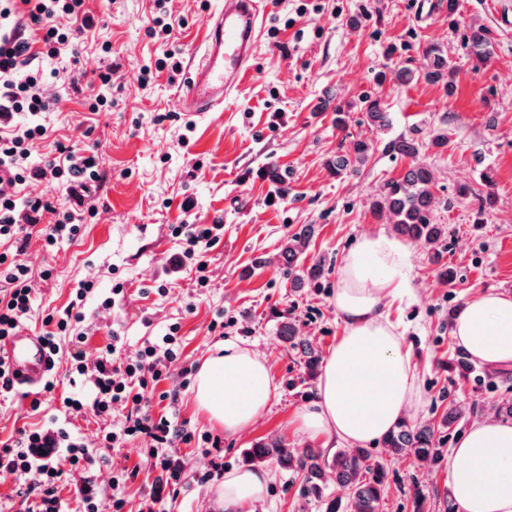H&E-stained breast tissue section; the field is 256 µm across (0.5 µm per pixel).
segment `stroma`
Instances as JSON below:
<instances>
[{
  "mask_svg": "<svg viewBox=\"0 0 512 512\" xmlns=\"http://www.w3.org/2000/svg\"><path fill=\"white\" fill-rule=\"evenodd\" d=\"M86 6L95 27L76 34L71 53L39 62L53 107L41 116L47 134L32 154L43 161L69 149L95 155L107 180L93 184L96 212L85 215L75 239L48 250L41 227L33 228L23 255L33 275V312L24 326L42 334L43 317L78 304L84 339L61 337L59 356L79 349L91 362L110 346L119 358L134 356L177 324L181 355L154 386L148 410L185 425L192 439L165 449L183 470L172 482L148 455L152 437L103 446V435L124 419L122 407L101 416L89 409L65 415L63 397L89 402L94 387L89 376L72 381L60 372L54 394L35 387L0 399V440L23 427L46 426L64 429L89 449L90 460L78 465L58 460L67 472L57 489L64 512H81L78 491L86 487L97 493L101 512H111L112 478L119 473L124 512H223L214 491L226 473L244 467L256 441L324 448V438L304 434L295 423L300 409L317 399L320 378L290 352L281 327L294 321L328 357L344 334L333 304L344 255L362 235L392 230L369 200L386 180L404 174L408 158L380 145L360 175L336 178L324 166L344 135L366 133L361 98L373 93L390 106L392 134L426 142L419 159L434 169L438 194L452 202L439 220L450 230L441 264L454 270L455 283L443 285L428 249L412 243L414 289L391 303L388 319L418 368L419 420L440 418L452 399L466 416L438 464L390 454L380 442L367 452L386 469L383 512H415L420 498L425 512H444L453 448L470 423L512 398V366L474 361L460 369L463 350L448 324L449 311L473 295L512 293V0H459L453 18L448 0H266L252 75L223 111L203 119L175 110L185 70L157 64L170 54L187 62L215 0H166V20L174 26L168 38L154 33L155 0H87ZM352 16L358 28L348 26ZM472 25L488 27L495 38L493 57L478 69L462 41ZM430 43L440 45L456 69L454 93L423 81L403 85L395 76L405 62H419ZM107 70L108 85L99 78ZM329 96L347 112L346 129L337 128L335 112L321 109ZM438 128L448 131L442 148L428 144ZM487 171L495 179L490 189ZM463 185L471 197H457ZM488 191L494 203L475 218L477 198ZM174 224L218 225L205 252L206 286L198 285L195 269H174L180 252ZM298 224L316 227L305 264L322 258L329 264L315 288H292L280 262L281 245ZM47 268L53 274L45 279ZM86 283L90 291L77 300ZM227 341L264 356L278 386L266 410L240 433L211 423L193 400L199 365ZM301 485V478L277 473L256 512H319Z\"/></svg>",
  "mask_w": 512,
  "mask_h": 512,
  "instance_id": "stroma-1",
  "label": "stroma"
}]
</instances>
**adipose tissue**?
<instances>
[{
  "mask_svg": "<svg viewBox=\"0 0 512 512\" xmlns=\"http://www.w3.org/2000/svg\"><path fill=\"white\" fill-rule=\"evenodd\" d=\"M412 282L410 248L385 232L362 236L345 254L334 295L345 334L325 362L317 400L296 415L302 432L363 448L420 411L417 366L384 312L388 299L410 291ZM454 337L473 360L512 365V295L467 299ZM276 391L266 361L228 343L200 365L194 401L210 422L238 433L255 423ZM449 473L461 512H512V424L474 421L453 450ZM273 479L264 468L235 470L225 474L216 498L235 512H255Z\"/></svg>",
  "mask_w": 512,
  "mask_h": 512,
  "instance_id": "adipose-tissue-1",
  "label": "adipose tissue"
}]
</instances>
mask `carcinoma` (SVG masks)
I'll use <instances>...</instances> for the list:
<instances>
[{
	"label": "carcinoma",
	"instance_id": "1",
	"mask_svg": "<svg viewBox=\"0 0 512 512\" xmlns=\"http://www.w3.org/2000/svg\"><path fill=\"white\" fill-rule=\"evenodd\" d=\"M464 45L475 64L488 62L494 55L495 39L490 29L474 25L464 33ZM454 70L448 54L438 45L429 44L421 51L418 66H401L398 78L402 84L424 80L441 84L448 93L454 91ZM364 124L373 134H386L392 128L389 107L381 98L367 95L362 98ZM423 143L412 135H398L386 143L389 152L410 157L414 162L405 174L385 182L380 192L370 201L373 212L387 215L395 233L434 249L448 244V225L438 220L440 209L451 207V201L436 195L434 170L417 161ZM374 141L366 136L353 140L351 146L339 145L325 161L327 171L334 176L357 175L371 159ZM315 234V225L301 224L287 238L281 250L282 266L288 269L291 287L300 289L319 283L325 277V261L303 268L301 262ZM283 336L295 356L304 363L310 374H315L320 356L310 341L303 338L293 321L282 327ZM463 410L448 404V411L439 423L413 424L398 422L384 437L385 447L395 455H412L421 462L437 461L441 450L436 435L440 429H452L462 418ZM249 464L275 465L303 476V493L313 497L321 512H382L385 503V469L380 462L368 463L362 449L338 450L328 458L315 448L292 451L279 439L260 440L245 454ZM332 471L336 485L351 489L347 502L326 492L325 477Z\"/></svg>",
	"mask_w": 512,
	"mask_h": 512
}]
</instances>
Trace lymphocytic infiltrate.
Listing matches in <instances>:
<instances>
[{
    "label": "lymphocytic infiltrate",
    "instance_id": "f902f5d3",
    "mask_svg": "<svg viewBox=\"0 0 512 512\" xmlns=\"http://www.w3.org/2000/svg\"><path fill=\"white\" fill-rule=\"evenodd\" d=\"M31 24L44 27L40 39L13 28L0 31V102L11 111L26 114V124L10 130L0 129V241L9 248L0 252V341L11 336L32 309L28 286L29 268L20 260L30 230L41 223L47 210L40 201L22 200L24 186L47 179L63 180L65 190L76 204H83L88 181H99L101 173L94 156L67 153L61 160L45 164L31 163L29 157L35 141L41 139L45 127L36 118L48 111L49 103L40 91L42 74L34 68L39 58L54 59L70 46L71 27L68 20L89 26L91 18L84 10V0H21ZM65 26H58V19ZM177 326L148 343L129 360H120L114 348L100 353L92 365L73 359L67 373L85 374L93 370L96 396L93 411L108 412L114 405H129L130 410L120 429L107 433L106 439L116 443L137 434L150 435L157 443L149 454L163 460V444L183 436L184 431L167 419H153L147 412L150 383L159 381L162 369L179 358ZM66 442L72 464H79L86 452L82 445L71 442L67 432L44 430L21 431L12 444L0 445V470L21 473L28 480L26 497L31 500L26 512H58L55 498L60 474L56 472L55 454L59 442Z\"/></svg>",
    "mask_w": 512,
    "mask_h": 512
}]
</instances>
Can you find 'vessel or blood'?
<instances>
[{
	"label": "vessel or blood",
	"instance_id": "b4317fda",
	"mask_svg": "<svg viewBox=\"0 0 512 512\" xmlns=\"http://www.w3.org/2000/svg\"><path fill=\"white\" fill-rule=\"evenodd\" d=\"M264 31V0H221L210 13L199 47L189 53L186 90L180 111L201 117L223 108L241 81L252 71L253 59ZM22 387L41 383L52 371L53 360L42 339L17 330L0 343Z\"/></svg>",
	"mask_w": 512,
	"mask_h": 512
}]
</instances>
